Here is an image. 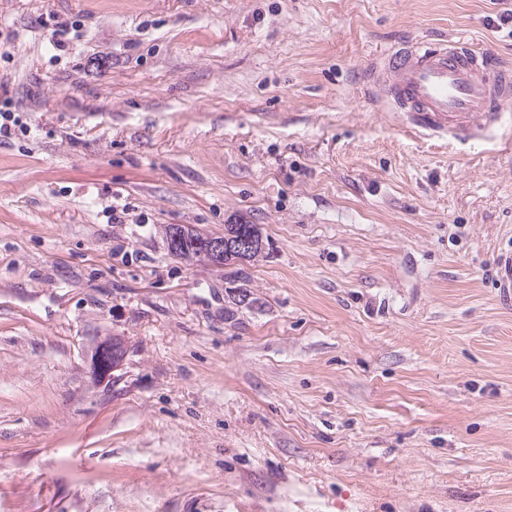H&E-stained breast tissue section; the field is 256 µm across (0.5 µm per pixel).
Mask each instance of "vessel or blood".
I'll list each match as a JSON object with an SVG mask.
<instances>
[{
	"label": "vessel or blood",
	"mask_w": 512,
	"mask_h": 512,
	"mask_svg": "<svg viewBox=\"0 0 512 512\" xmlns=\"http://www.w3.org/2000/svg\"><path fill=\"white\" fill-rule=\"evenodd\" d=\"M385 96L414 133L481 139L512 108V66L462 37L382 49Z\"/></svg>",
	"instance_id": "1"
}]
</instances>
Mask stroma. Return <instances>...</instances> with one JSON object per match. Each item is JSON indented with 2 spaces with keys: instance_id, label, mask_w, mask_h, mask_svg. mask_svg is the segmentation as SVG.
I'll return each mask as SVG.
<instances>
[{
  "instance_id": "35a3bbf8",
  "label": "stroma",
  "mask_w": 512,
  "mask_h": 512,
  "mask_svg": "<svg viewBox=\"0 0 512 512\" xmlns=\"http://www.w3.org/2000/svg\"><path fill=\"white\" fill-rule=\"evenodd\" d=\"M507 9L0 0V512H512V127L422 137L367 82L512 63ZM240 223L237 305L163 228ZM124 352V347L118 341H112V346L106 344L101 345L95 356L99 371L104 374L111 369L112 365H117L124 355Z\"/></svg>"
}]
</instances>
